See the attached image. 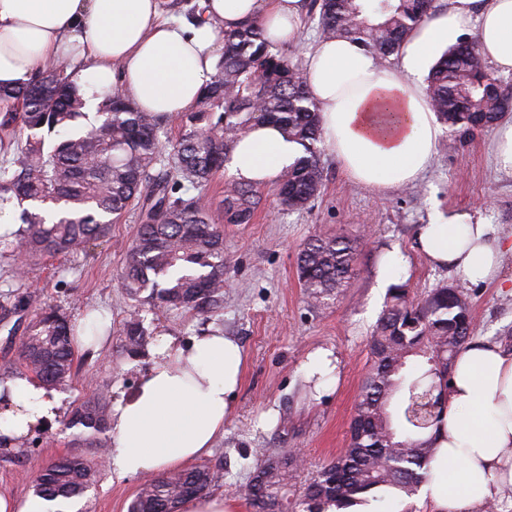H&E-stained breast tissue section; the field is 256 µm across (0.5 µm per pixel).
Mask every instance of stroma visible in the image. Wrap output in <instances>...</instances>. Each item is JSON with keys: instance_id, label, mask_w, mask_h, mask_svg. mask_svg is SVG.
<instances>
[{"instance_id": "obj_1", "label": "stroma", "mask_w": 512, "mask_h": 512, "mask_svg": "<svg viewBox=\"0 0 512 512\" xmlns=\"http://www.w3.org/2000/svg\"><path fill=\"white\" fill-rule=\"evenodd\" d=\"M495 128L474 132L467 142L442 132L432 169L416 185L378 193L353 182L328 147H321L327 180L308 209L284 210L273 191H265L253 223L224 225V309L212 317L240 344L244 363L224 434L206 464L224 463L215 488L229 512H252L237 492L267 455L296 451L304 459L293 479L302 491L317 470L336 460L349 442V425L371 365L370 337L389 300L380 292L378 263L397 249L408 260L399 278L410 300L450 284L471 302L474 340H490L512 351V251L502 259L498 280L473 283L450 268L432 267L418 245V231L435 212L467 211L490 224L497 236L512 241V170L493 157ZM135 232L127 217L109 238L90 244L75 258L58 259L18 277L19 253L0 254V293L30 294L34 305L57 306L80 324L111 326L96 349L77 345L74 377L62 389L64 410H71L88 389L110 393L132 390L140 358L116 356L121 343L115 330L131 302L119 286ZM343 236L360 244L355 272L347 286L318 308L308 307L296 275V257L315 236ZM147 330L188 338L202 329L199 317L175 316L143 308ZM333 352L336 369L321 391L305 389L303 365L318 349ZM71 434L56 419L25 459L0 452V492L22 500L32 494L31 479L49 462L71 453ZM141 479L116 482L111 465L101 461L95 486L80 512H128Z\"/></svg>"}]
</instances>
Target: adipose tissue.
<instances>
[{"instance_id":"ef3b65f1","label":"adipose tissue","mask_w":512,"mask_h":512,"mask_svg":"<svg viewBox=\"0 0 512 512\" xmlns=\"http://www.w3.org/2000/svg\"><path fill=\"white\" fill-rule=\"evenodd\" d=\"M204 20L159 22L160 0H0V87L21 86L45 62L80 54L76 84L87 111L98 92L121 82L141 110L175 115L194 107L215 74L220 31L249 21L276 44L297 42L305 0H202ZM512 73V0H447L404 41L396 65L343 37L314 40L304 52L309 94L322 136L348 177L384 193L432 167L440 125L427 96L429 65L462 36ZM299 152L276 127L259 125L233 146L226 166L244 183H274ZM428 260L469 281L490 279L508 245L470 213L433 214L419 230ZM131 392H119L109 421L112 477L152 476L210 454L224 432L241 378L238 342L211 327L146 349ZM0 402V447L19 449L57 418L62 400L17 377ZM431 474L419 495L434 512H480L512 486V353L494 342L458 353L448 409L435 440Z\"/></svg>"}]
</instances>
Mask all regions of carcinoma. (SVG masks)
Returning <instances> with one entry per match:
<instances>
[{
	"mask_svg": "<svg viewBox=\"0 0 512 512\" xmlns=\"http://www.w3.org/2000/svg\"><path fill=\"white\" fill-rule=\"evenodd\" d=\"M438 9L437 0H310L306 18L321 38H349L381 59L399 52L408 34ZM428 97L438 121L465 139L512 110V94L481 63L476 42L447 49L432 65ZM79 88L61 71L43 65L29 81L0 88V130L26 135L21 157L0 163V215L22 207L18 230L0 235V248L24 254L27 267L76 256L108 237L112 225L134 215L136 233L120 276L135 302L118 335L122 350L142 352L152 333L143 326L145 305L176 315L212 317L224 306V231L209 202L196 193L243 133L275 123L303 154L284 171L275 195L288 211L307 208L326 173L317 105L310 98L302 62L269 41L257 22L224 33L218 72L198 109L182 114L181 134L169 154L160 133L167 118L142 112L115 89L103 96L101 121L83 128ZM61 133L51 145L45 134ZM263 201L259 187L231 180L224 186L223 220L249 224ZM358 245L340 236H318L300 250L296 274L304 295L321 306L346 286ZM23 296L0 298V318L28 309ZM474 333L470 303L451 285L431 289L419 301L393 289L370 339L371 366L349 425V443L321 468L299 499L288 501V480L299 469L296 454L269 456L244 489L254 512H331L368 494L395 488L406 496L428 477L434 442L447 409L452 364ZM75 326L53 307L34 310L23 330L18 362L0 365V384L30 376L48 390L71 384ZM434 390L439 402L429 419L417 416L420 395ZM112 399L94 390L67 418L76 430L71 446L87 448L52 462L33 485L47 501L81 498L96 479L95 459L107 447ZM223 474L207 465L155 476L129 512H177L186 498L206 497Z\"/></svg>",
	"mask_w": 512,
	"mask_h": 512,
	"instance_id": "cac0c4a2",
	"label": "carcinoma"
}]
</instances>
